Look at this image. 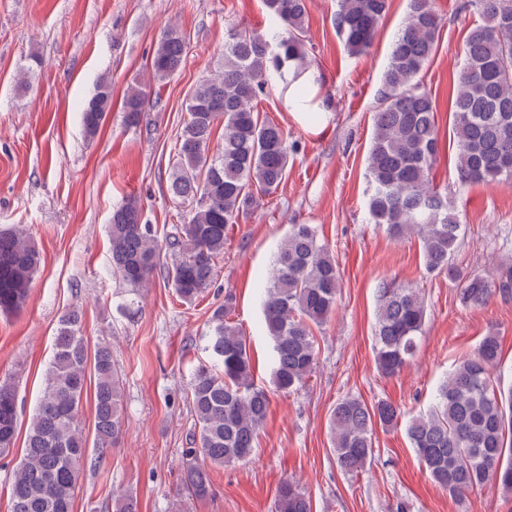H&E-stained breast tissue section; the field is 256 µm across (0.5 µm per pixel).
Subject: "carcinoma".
I'll return each instance as SVG.
<instances>
[{
  "label": "carcinoma",
  "mask_w": 512,
  "mask_h": 512,
  "mask_svg": "<svg viewBox=\"0 0 512 512\" xmlns=\"http://www.w3.org/2000/svg\"><path fill=\"white\" fill-rule=\"evenodd\" d=\"M264 32L232 30L218 70L187 98V119L176 137L169 171L171 200L188 208V219L160 232L129 199L112 212L108 225L112 273L127 286L144 287L168 252L167 284L186 304L209 288L224 256L228 228L239 223L260 197L284 182L296 145L283 128L259 113L277 86L310 112H320L311 86L285 81L289 70L310 66L306 45V0H265ZM482 22L466 38L464 66L451 102L460 185L512 179V0H470ZM389 0H338L336 30L347 51L368 50L386 15ZM438 16L432 0H409L404 25L395 37L374 114L368 154V213L400 239L417 236L427 270L461 282L459 301L486 304L496 293L512 295V256L484 273H466L453 259L461 224L441 201L432 171L439 153L435 103L419 75L436 49ZM189 37L179 26L162 30L149 60L156 81L178 72ZM150 95L131 85L121 111L126 127L145 120ZM112 110V81L104 78L82 112L87 136H95ZM222 145L211 148L218 123ZM41 255L19 225L0 230V312L25 303ZM342 279L329 248L309 224L291 225L274 255L263 312L276 352L272 384L290 391L305 384L316 368L312 327L335 311ZM230 302L209 320L207 349L216 365L199 366L190 382L189 407L197 432L184 462V489L203 498L211 488L199 461L230 465L248 458L269 410L267 392L256 386L246 336L228 318ZM426 319L420 289L385 280L377 289L375 362L379 372L397 375L413 358ZM83 311L61 320L45 388L31 419L25 455L12 476L11 512H73L76 487L89 461L88 438L78 421L88 379L95 402L94 448L109 452L124 424L120 377L106 341L89 348L82 334ZM500 360L498 337L484 336L440 384L435 405L411 418L407 434L425 472L452 496L493 482L512 492V386L502 391L493 377ZM402 417L389 401L373 405L347 396L331 415V443L339 466L358 472L374 456L376 426L393 427ZM17 430L13 386L0 385V453L10 449ZM277 512H311L309 498L292 481L277 490Z\"/></svg>",
  "instance_id": "obj_1"
}]
</instances>
